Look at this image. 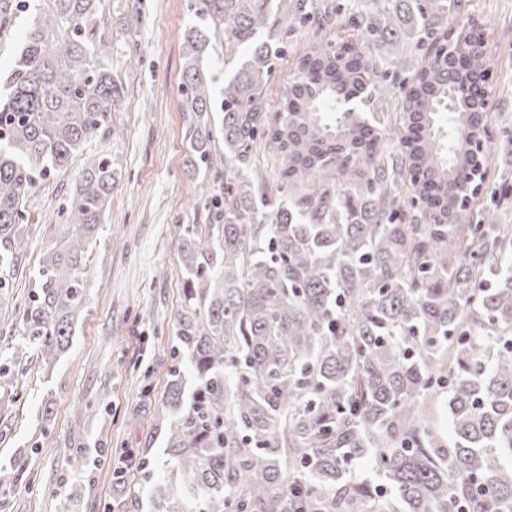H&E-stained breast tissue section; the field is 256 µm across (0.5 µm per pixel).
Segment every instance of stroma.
I'll use <instances>...</instances> for the list:
<instances>
[{"mask_svg": "<svg viewBox=\"0 0 512 512\" xmlns=\"http://www.w3.org/2000/svg\"><path fill=\"white\" fill-rule=\"evenodd\" d=\"M41 0H8L0 18V78L8 74L25 27ZM202 0H104L99 30L112 42V73L123 85L117 137H93L68 168L29 197L26 244L0 290V466L23 458L26 469L0 512H108L127 488L134 512H150L162 463L150 474L114 476L130 449L161 450L157 413L172 364L174 320L183 303L182 228L210 221L201 183L222 189L211 171L189 170L186 134L196 118L183 111L184 32ZM449 26L477 25L490 61L491 105L485 112L486 189L512 171V0H469L449 12ZM344 26L317 23L286 40L268 95L277 99L311 44L347 38ZM112 160L117 179L86 266L84 308L63 354L43 364L18 311L34 291L47 246L61 233L65 205L89 156ZM84 449L87 465L70 463Z\"/></svg>", "mask_w": 512, "mask_h": 512, "instance_id": "obj_1", "label": "stroma"}]
</instances>
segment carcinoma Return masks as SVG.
<instances>
[{
  "instance_id": "1",
  "label": "carcinoma",
  "mask_w": 512,
  "mask_h": 512,
  "mask_svg": "<svg viewBox=\"0 0 512 512\" xmlns=\"http://www.w3.org/2000/svg\"><path fill=\"white\" fill-rule=\"evenodd\" d=\"M384 2L383 12L377 4ZM102 0H46L28 25L0 95V270L18 259L39 183L90 138L117 135L119 86L97 31ZM463 0H351L355 42L313 45L268 121V83L283 35L308 17L330 26L337 0H203L185 33L183 97L212 103L203 60L224 36V155L194 127L190 162L233 167L207 193L212 223L188 224L184 301L157 426L167 481L153 512H512V226L489 206L460 233L456 196L480 165L469 99L450 100L448 8ZM411 38L427 60L412 72L396 146L384 151L374 112L346 111L340 91L380 102L397 54L378 71L372 50ZM451 121V135L443 123ZM273 147L280 185L254 166ZM317 195L294 198L290 183ZM115 184L90 157L56 219L21 311L41 358L64 350L85 294V266ZM456 245L453 261L443 258ZM197 388L184 401L181 364ZM447 395L446 447L427 404ZM369 460L380 484L358 483ZM23 472L0 467V489Z\"/></svg>"
}]
</instances>
